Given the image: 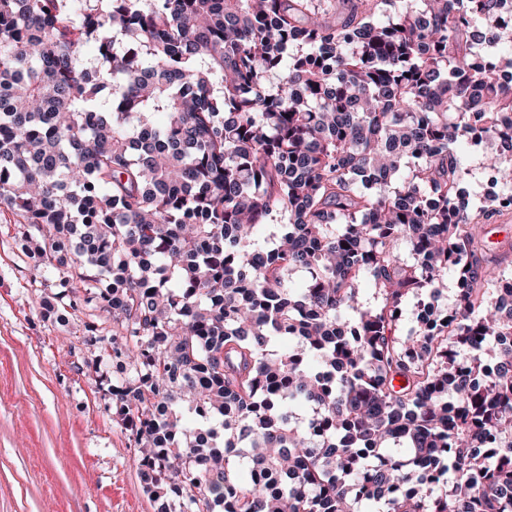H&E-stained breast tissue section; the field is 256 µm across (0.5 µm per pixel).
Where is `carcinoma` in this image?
Wrapping results in <instances>:
<instances>
[{
  "label": "carcinoma",
  "instance_id": "cac0c4a2",
  "mask_svg": "<svg viewBox=\"0 0 512 512\" xmlns=\"http://www.w3.org/2000/svg\"><path fill=\"white\" fill-rule=\"evenodd\" d=\"M502 3L0 0V206L157 512H512ZM483 237L491 247L507 250L512 243V212L504 213L494 223L485 225Z\"/></svg>",
  "mask_w": 512,
  "mask_h": 512
}]
</instances>
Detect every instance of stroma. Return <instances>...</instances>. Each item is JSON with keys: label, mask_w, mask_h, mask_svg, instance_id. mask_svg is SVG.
<instances>
[{"label": "stroma", "mask_w": 512, "mask_h": 512, "mask_svg": "<svg viewBox=\"0 0 512 512\" xmlns=\"http://www.w3.org/2000/svg\"><path fill=\"white\" fill-rule=\"evenodd\" d=\"M0 209V512H155L140 454L74 345L87 312L43 319V287Z\"/></svg>", "instance_id": "obj_1"}]
</instances>
